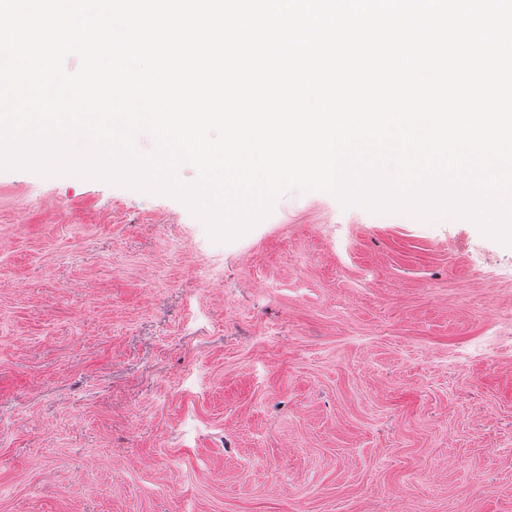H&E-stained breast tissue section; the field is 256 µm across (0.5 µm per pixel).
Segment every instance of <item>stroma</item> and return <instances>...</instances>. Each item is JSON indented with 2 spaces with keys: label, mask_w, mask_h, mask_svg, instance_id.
<instances>
[{
  "label": "stroma",
  "mask_w": 512,
  "mask_h": 512,
  "mask_svg": "<svg viewBox=\"0 0 512 512\" xmlns=\"http://www.w3.org/2000/svg\"><path fill=\"white\" fill-rule=\"evenodd\" d=\"M0 512H512V246L0 171Z\"/></svg>",
  "instance_id": "stroma-1"
}]
</instances>
